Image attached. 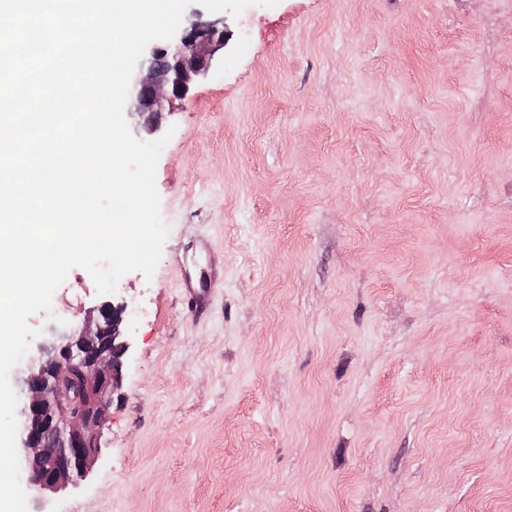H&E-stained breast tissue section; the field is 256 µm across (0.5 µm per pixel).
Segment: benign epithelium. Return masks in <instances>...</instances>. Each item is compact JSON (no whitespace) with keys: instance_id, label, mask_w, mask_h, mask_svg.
Wrapping results in <instances>:
<instances>
[{"instance_id":"benign-epithelium-1","label":"benign epithelium","mask_w":512,"mask_h":512,"mask_svg":"<svg viewBox=\"0 0 512 512\" xmlns=\"http://www.w3.org/2000/svg\"><path fill=\"white\" fill-rule=\"evenodd\" d=\"M215 43L224 45V32L194 24L166 48L143 55L132 90L136 112H159L168 95H186L194 77L208 68ZM122 313L103 304L81 329L41 339L33 346L38 367L12 376L22 395L21 468L35 494L77 482L96 461V429L120 369L107 346L121 354L128 350Z\"/></svg>"}]
</instances>
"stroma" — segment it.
I'll return each mask as SVG.
<instances>
[{
    "label": "stroma",
    "mask_w": 512,
    "mask_h": 512,
    "mask_svg": "<svg viewBox=\"0 0 512 512\" xmlns=\"http://www.w3.org/2000/svg\"><path fill=\"white\" fill-rule=\"evenodd\" d=\"M154 118L152 278L86 476L27 512H512V0H279ZM222 272L208 313L185 278Z\"/></svg>",
    "instance_id": "35a3bbf8"
}]
</instances>
